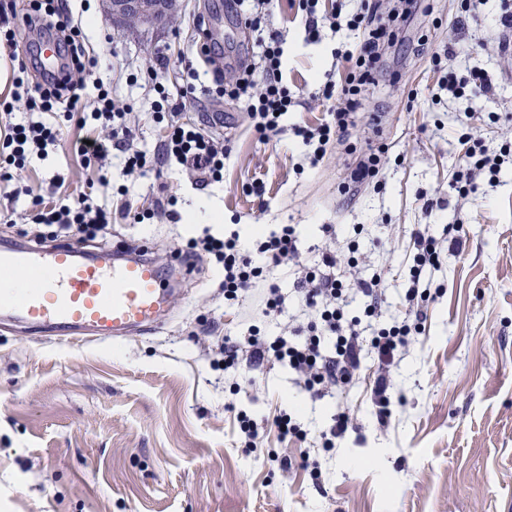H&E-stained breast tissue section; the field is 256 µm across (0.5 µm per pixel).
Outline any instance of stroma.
<instances>
[{"mask_svg": "<svg viewBox=\"0 0 512 512\" xmlns=\"http://www.w3.org/2000/svg\"><path fill=\"white\" fill-rule=\"evenodd\" d=\"M501 3L486 0L476 24L460 0H434L432 15L405 38L426 36L432 51L464 46L451 68L461 78L484 72L490 92L436 100L438 73L427 58L409 57L399 82L367 100L350 138L331 143L318 167H310L309 148L292 128L326 119L317 91L335 74L337 51L355 49L357 39L326 24L319 42H306L295 7L280 0L268 24L284 35L285 76L297 88L282 133L261 142L241 106L204 92L211 73L202 65L201 89L180 115L231 147L223 180L205 184L175 164L161 178L137 179L124 175L119 149L88 166L53 144L30 154L11 180L0 179V245L35 242L33 197L55 202L80 193L112 211L111 229L84 242L86 251L145 245L162 265L204 233L235 232L248 244L284 224L294 225L301 258L311 264L330 236L325 225L342 249L353 225H363L360 250L385 273L387 317L404 304L402 270L416 225L429 223L440 237L458 224L464 240L443 255L425 331L392 369L388 429L372 417L369 366L344 400L359 428L328 452L320 435L334 399L312 400L278 363L252 373L225 371L220 362L225 338L252 326L279 336L299 318L286 269L270 274L287 296L273 320L262 313V287L225 303L222 273L203 257L191 275L170 281L168 312L151 334L73 344L0 322V512H512V166L494 190L473 199L450 186L463 112H480L466 131L489 150L512 137V62L497 51ZM76 9L101 57V78L119 104H130L135 144L150 154L166 136L157 95L139 79L151 60L180 49L196 62L192 40L201 31L227 63L252 47L225 0H173L172 11L152 23L112 19L106 0H78ZM369 145L388 148L384 186L343 194ZM103 174L105 189L97 184ZM255 184L261 193L252 192ZM157 200L165 210L142 223L121 214L124 203L145 209ZM241 410L264 429L257 451L240 446ZM281 412L304 424L307 442L278 436L271 422ZM307 460L320 463L319 481L304 469Z\"/></svg>", "mask_w": 512, "mask_h": 512, "instance_id": "35a3bbf8", "label": "stroma"}]
</instances>
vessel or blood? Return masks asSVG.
I'll return each instance as SVG.
<instances>
[{
    "instance_id": "b4317fda",
    "label": "vessel or blood",
    "mask_w": 512,
    "mask_h": 512,
    "mask_svg": "<svg viewBox=\"0 0 512 512\" xmlns=\"http://www.w3.org/2000/svg\"><path fill=\"white\" fill-rule=\"evenodd\" d=\"M168 295L161 268L144 253L0 247V317L52 335L95 341L148 332Z\"/></svg>"
}]
</instances>
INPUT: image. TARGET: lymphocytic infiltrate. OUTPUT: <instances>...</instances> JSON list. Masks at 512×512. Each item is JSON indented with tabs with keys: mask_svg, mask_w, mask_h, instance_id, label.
<instances>
[{
	"mask_svg": "<svg viewBox=\"0 0 512 512\" xmlns=\"http://www.w3.org/2000/svg\"><path fill=\"white\" fill-rule=\"evenodd\" d=\"M244 26L255 35L262 67L256 68L246 61H238L232 78H225L221 68L213 70L216 95L225 101L242 106L261 138L281 132V117L295 103L293 91L283 80V35L266 33V20L276 6V0H229ZM432 12L429 0H394L389 11H382L381 0H361L359 8L346 17L348 30L362 32L357 50L344 51L343 70L338 79L327 81L321 91L329 101L331 118L318 126L297 125L295 137L311 147L309 160L318 165L325 157L331 141L349 135L355 125L357 112L363 106L366 92L376 85L383 73L399 80V71L391 67V55L405 41L409 24L417 17ZM26 30H46L54 36L63 62L57 73H43L34 81L25 105L28 110L53 111L57 102H66L70 111H90L94 120L103 121L107 136L83 143L71 141L76 156L86 160H102L111 146L124 149V170L129 175L144 176L160 172L164 166L177 163L199 172L204 181L222 179L227 150L199 125L180 121L194 84L178 89L175 96L166 97V110L170 117L169 132L162 147L154 156L134 147V133L127 125V107L115 104L110 90L98 75L99 57L88 50L82 20L76 17L69 0H28L23 17ZM452 51L432 53L431 63L439 71L438 88L449 98L476 96L486 88L484 73L471 71L467 80L458 79L446 62ZM94 87L97 95L94 105H87L85 91ZM59 127L36 122L32 124H6L0 130V147L6 156H0V176L10 177L12 169L24 167L25 159L33 148H44L56 142ZM462 153L452 175V185L461 197H469L481 187H496L502 167L512 163V141L503 143L499 151L491 153L482 142L465 137L461 140ZM33 223L58 225L72 229L80 238H93L110 226L111 211L92 206L88 195L81 194L72 201L45 206L42 199L33 202ZM459 225L448 227L447 242H440L428 227H420L413 234V249L409 254L407 289L402 310L383 326H376L380 318L385 295L384 278L380 272L359 274L360 261L352 256L341 259L335 249L325 247L313 266L299 263L296 231L283 225L276 233L257 240L253 252H246L238 235L224 238L206 236L192 240L193 253L204 254L221 264L224 271L222 285L224 299L237 301L240 294L255 284L266 281L268 272L283 264L298 266L294 281L298 298L312 310L311 319L302 326L292 328L290 335L267 339L259 330L241 337L224 347V366L232 368L240 356L260 364L272 359L288 367L305 391L321 399L336 390L353 387L360 379L366 354L375 355L378 373L372 387V404L380 426H388L392 415L391 404L394 384L390 366L416 342L422 333L426 317L425 306L431 298L430 276L440 261L443 245L460 246ZM348 265V277L337 276L340 265ZM366 298L363 316L347 312L350 292Z\"/></svg>",
	"mask_w": 512,
	"mask_h": 512,
	"instance_id": "f902f5d3",
	"label": "lymphocytic infiltrate"
}]
</instances>
